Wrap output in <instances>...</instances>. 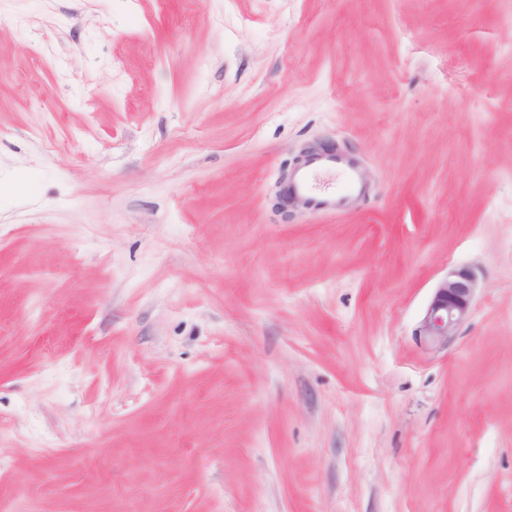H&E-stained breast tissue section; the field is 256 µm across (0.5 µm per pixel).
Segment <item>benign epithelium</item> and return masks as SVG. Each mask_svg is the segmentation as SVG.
Masks as SVG:
<instances>
[{"mask_svg":"<svg viewBox=\"0 0 512 512\" xmlns=\"http://www.w3.org/2000/svg\"><path fill=\"white\" fill-rule=\"evenodd\" d=\"M480 283L468 267L450 268L438 282L417 335L432 350L448 348L473 312Z\"/></svg>","mask_w":512,"mask_h":512,"instance_id":"benign-epithelium-1","label":"benign epithelium"}]
</instances>
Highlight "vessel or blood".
Masks as SVG:
<instances>
[{
    "label": "vessel or blood",
    "mask_w": 512,
    "mask_h": 512,
    "mask_svg": "<svg viewBox=\"0 0 512 512\" xmlns=\"http://www.w3.org/2000/svg\"><path fill=\"white\" fill-rule=\"evenodd\" d=\"M324 174L339 175L340 186H320L318 179ZM290 185L295 194L308 200L311 209L327 213L342 211L349 197L363 190L361 173L355 159L341 152L311 155L294 171Z\"/></svg>",
    "instance_id": "1"
}]
</instances>
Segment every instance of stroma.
<instances>
[{
    "instance_id": "1",
    "label": "stroma",
    "mask_w": 512,
    "mask_h": 512,
    "mask_svg": "<svg viewBox=\"0 0 512 512\" xmlns=\"http://www.w3.org/2000/svg\"><path fill=\"white\" fill-rule=\"evenodd\" d=\"M0 512H512V0H0ZM338 174V188L321 187L318 178L324 174ZM292 191L308 200L310 209L327 213L341 212L348 198L363 191V182L357 162L336 151L311 155L291 175ZM480 288L477 275L469 267L448 269L436 285L418 327L417 336L428 348L448 349L461 325L470 318Z\"/></svg>"
}]
</instances>
